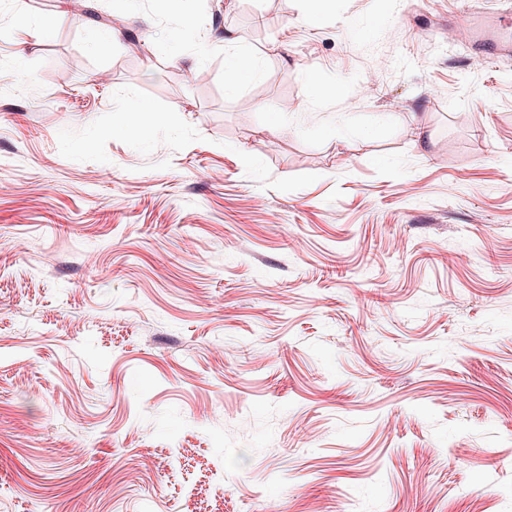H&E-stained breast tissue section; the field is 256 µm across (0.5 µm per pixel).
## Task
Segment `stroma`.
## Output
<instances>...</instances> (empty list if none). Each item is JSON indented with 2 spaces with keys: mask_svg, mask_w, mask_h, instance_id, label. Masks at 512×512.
<instances>
[{
  "mask_svg": "<svg viewBox=\"0 0 512 512\" xmlns=\"http://www.w3.org/2000/svg\"><path fill=\"white\" fill-rule=\"evenodd\" d=\"M469 7L512 15L0 0V512H512V59ZM472 50L480 60L511 57V33L505 32L495 15L478 14L471 16L468 29Z\"/></svg>",
  "mask_w": 512,
  "mask_h": 512,
  "instance_id": "obj_1",
  "label": "stroma"
}]
</instances>
